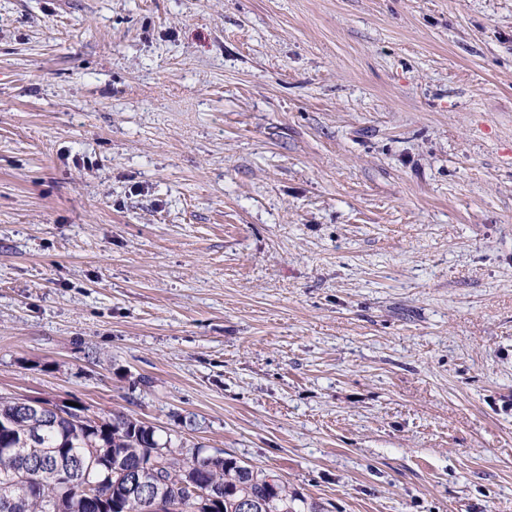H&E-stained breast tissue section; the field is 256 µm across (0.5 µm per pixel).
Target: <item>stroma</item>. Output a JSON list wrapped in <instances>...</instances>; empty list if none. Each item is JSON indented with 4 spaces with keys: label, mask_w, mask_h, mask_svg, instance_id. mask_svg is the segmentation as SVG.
Here are the masks:
<instances>
[{
    "label": "stroma",
    "mask_w": 512,
    "mask_h": 512,
    "mask_svg": "<svg viewBox=\"0 0 512 512\" xmlns=\"http://www.w3.org/2000/svg\"><path fill=\"white\" fill-rule=\"evenodd\" d=\"M0 395L512 512V0H0Z\"/></svg>",
    "instance_id": "1"
}]
</instances>
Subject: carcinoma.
<instances>
[{
  "mask_svg": "<svg viewBox=\"0 0 512 512\" xmlns=\"http://www.w3.org/2000/svg\"><path fill=\"white\" fill-rule=\"evenodd\" d=\"M14 404L0 397V512H237L243 498L263 501V512H282L294 498L286 485L267 482L264 471L232 458L218 463L200 446H175L132 416L99 415L80 402L43 428L36 412L16 418ZM34 429L38 460L23 442ZM148 448L160 451L157 501L105 478L114 463L137 466Z\"/></svg>",
  "mask_w": 512,
  "mask_h": 512,
  "instance_id": "carcinoma-1",
  "label": "carcinoma"
}]
</instances>
